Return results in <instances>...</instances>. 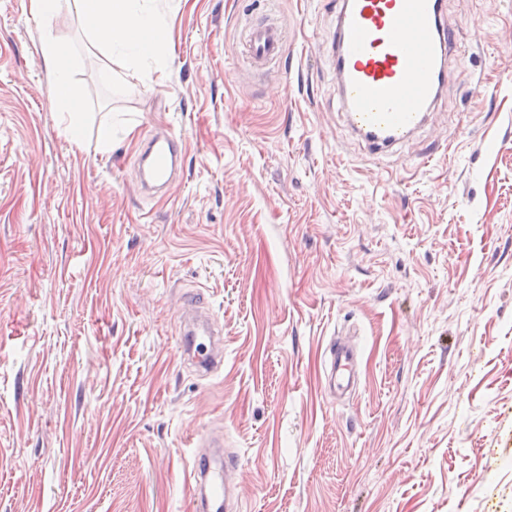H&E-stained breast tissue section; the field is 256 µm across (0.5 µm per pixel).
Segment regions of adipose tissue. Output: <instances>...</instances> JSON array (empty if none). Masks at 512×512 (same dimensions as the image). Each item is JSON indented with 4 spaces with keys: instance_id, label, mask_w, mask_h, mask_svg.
<instances>
[{
    "instance_id": "ef3b65f1",
    "label": "adipose tissue",
    "mask_w": 512,
    "mask_h": 512,
    "mask_svg": "<svg viewBox=\"0 0 512 512\" xmlns=\"http://www.w3.org/2000/svg\"><path fill=\"white\" fill-rule=\"evenodd\" d=\"M80 17L96 42L135 58L155 56L165 39L153 15L131 0H77Z\"/></svg>"
}]
</instances>
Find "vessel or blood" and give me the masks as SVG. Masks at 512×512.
I'll use <instances>...</instances> for the list:
<instances>
[{"instance_id": "b4317fda", "label": "vessel or blood", "mask_w": 512, "mask_h": 512, "mask_svg": "<svg viewBox=\"0 0 512 512\" xmlns=\"http://www.w3.org/2000/svg\"><path fill=\"white\" fill-rule=\"evenodd\" d=\"M458 34L445 21V0H336L332 48L340 106L348 128L366 147L385 154L408 142L427 122L448 83ZM280 25H256L245 50L255 64L284 53ZM183 139L163 130L147 137L139 157L144 184L164 194L183 175ZM199 305H184L179 348L198 371L224 364V348L209 323L189 317ZM358 350L330 342L324 351L325 390L339 396L357 386ZM222 441L194 453L189 471L193 512H241L240 457Z\"/></svg>"}]
</instances>
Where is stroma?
Returning <instances> with one entry per match:
<instances>
[{"label":"stroma","mask_w":512,"mask_h":512,"mask_svg":"<svg viewBox=\"0 0 512 512\" xmlns=\"http://www.w3.org/2000/svg\"><path fill=\"white\" fill-rule=\"evenodd\" d=\"M151 5L154 73L93 44L73 0L44 21L0 0V512H192L212 429L242 512H512V0H446L447 90L384 158L344 121L325 0H277L284 55L259 72L261 0ZM107 124L128 136L102 147ZM159 125L184 176L153 199L136 156ZM199 288L224 339L207 376L177 342ZM333 336L361 349L337 400ZM67 51L68 49L63 45L52 41L48 42L44 49V59L53 75L55 86L63 88L65 94L70 96V98L64 102L67 107V114L72 116L74 112L69 111L75 108L77 99L72 92L70 80L64 68V60L68 54Z\"/></svg>","instance_id":"stroma-1"}]
</instances>
